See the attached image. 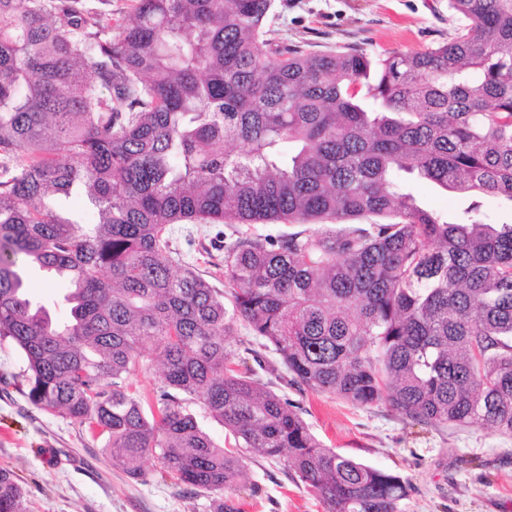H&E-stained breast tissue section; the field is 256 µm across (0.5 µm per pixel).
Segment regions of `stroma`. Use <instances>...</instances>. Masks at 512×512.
Wrapping results in <instances>:
<instances>
[{
  "instance_id": "1",
  "label": "stroma",
  "mask_w": 512,
  "mask_h": 512,
  "mask_svg": "<svg viewBox=\"0 0 512 512\" xmlns=\"http://www.w3.org/2000/svg\"><path fill=\"white\" fill-rule=\"evenodd\" d=\"M456 25L448 0H275L265 29L280 45L379 56L434 46ZM224 231L221 224L174 225L176 265L220 279ZM24 370L20 352L0 341V467L25 489L29 512H209L208 497L162 477L153 460L138 480L113 467L105 437L29 401ZM285 392L325 445L409 480L400 512H512V436L478 424L413 425L384 404L355 405L295 386ZM245 471L230 494L238 512H324L283 459L255 455Z\"/></svg>"
}]
</instances>
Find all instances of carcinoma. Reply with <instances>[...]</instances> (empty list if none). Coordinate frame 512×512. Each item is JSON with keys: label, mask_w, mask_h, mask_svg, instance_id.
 <instances>
[{"label": "carcinoma", "mask_w": 512, "mask_h": 512, "mask_svg": "<svg viewBox=\"0 0 512 512\" xmlns=\"http://www.w3.org/2000/svg\"><path fill=\"white\" fill-rule=\"evenodd\" d=\"M78 3L0 0V340L35 406L97 429L131 479L154 459L210 512H236L248 454L286 456L324 512H398L408 480L324 446L231 366L242 324L263 348L245 353L299 387L512 436V223L482 211L512 209V0H448V41L384 57L268 49L274 0H136L115 28ZM417 184L468 204L442 217ZM75 191L90 228L58 207ZM174 224L230 226L224 288L173 271ZM26 269L62 281L67 321ZM140 363L158 369L148 413ZM0 512H28L4 468Z\"/></svg>", "instance_id": "obj_1"}]
</instances>
